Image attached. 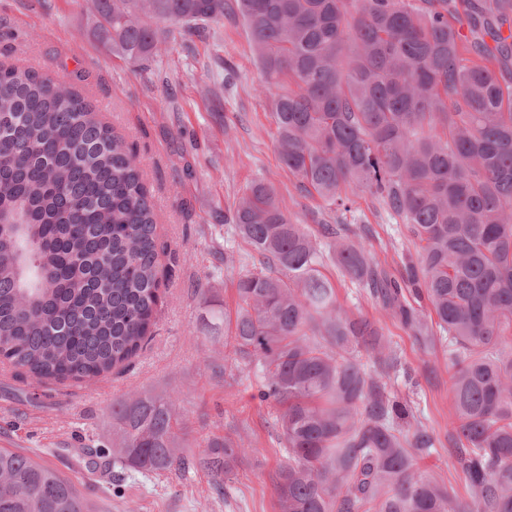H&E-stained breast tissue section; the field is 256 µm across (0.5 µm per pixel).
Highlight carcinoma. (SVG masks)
Wrapping results in <instances>:
<instances>
[{
  "label": "carcinoma",
  "instance_id": "carcinoma-1",
  "mask_svg": "<svg viewBox=\"0 0 512 512\" xmlns=\"http://www.w3.org/2000/svg\"><path fill=\"white\" fill-rule=\"evenodd\" d=\"M96 37L148 61L173 36L242 20L282 164L333 210L355 191L399 217L415 258L397 279L349 224H324L336 266L429 342L448 340L459 500L417 459L426 426L388 388L397 358L345 311L323 242L254 182L224 223L252 250L224 347L261 368L285 462L279 512H512V0H92ZM0 67V358L31 379L91 381L130 361L155 322L159 251L145 179L76 91ZM425 298L428 324L407 298ZM365 352L366 362L357 358ZM112 446L88 467H196L224 490L242 448L177 452L176 405L112 401ZM0 512H89L57 470L0 448Z\"/></svg>",
  "mask_w": 512,
  "mask_h": 512
}]
</instances>
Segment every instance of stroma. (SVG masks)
Listing matches in <instances>:
<instances>
[{"label":"stroma","mask_w":512,"mask_h":512,"mask_svg":"<svg viewBox=\"0 0 512 512\" xmlns=\"http://www.w3.org/2000/svg\"><path fill=\"white\" fill-rule=\"evenodd\" d=\"M96 15L85 0H0V65L25 67L74 86L122 135L141 168L157 225L159 301L153 337L129 366L90 382L38 383L0 362V448H14L57 469L86 496L92 512H277L272 480L285 453L272 410L259 403L258 368L224 374L232 352L213 311H235L237 273L224 255L248 246L225 224L246 189L273 187L294 223L318 231L321 220L367 227L366 245L380 268L401 277L413 246L399 218L357 193L336 216L302 191L278 158L276 126L263 75L242 24L212 23L206 37L184 35L146 63L132 62L91 34ZM232 75H225V63ZM323 274L341 307L376 321L399 357L388 381L432 430L436 443L420 465L458 499L462 474L448 456L453 408L448 345H423L345 277L334 260ZM177 395L186 445L231 437L244 451L223 495L213 478L187 468L121 485L91 475L88 449L112 441V403L141 391Z\"/></svg>","instance_id":"stroma-1"}]
</instances>
